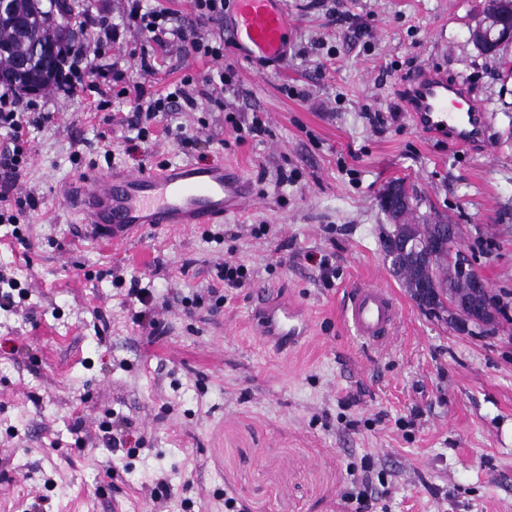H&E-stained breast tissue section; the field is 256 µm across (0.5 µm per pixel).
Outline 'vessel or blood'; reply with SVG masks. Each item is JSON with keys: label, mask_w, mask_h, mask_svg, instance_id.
Masks as SVG:
<instances>
[{"label": "vessel or blood", "mask_w": 512, "mask_h": 512, "mask_svg": "<svg viewBox=\"0 0 512 512\" xmlns=\"http://www.w3.org/2000/svg\"><path fill=\"white\" fill-rule=\"evenodd\" d=\"M224 24L244 57L277 59L287 50L289 25L280 0H231ZM407 98L419 129L450 132L465 149H490L489 114L474 103L466 82L428 70L412 78ZM258 199L237 168L221 163L89 171L63 195L65 207L81 215L88 239L114 246L138 238L149 224H219L225 215L246 213ZM344 315L358 338L382 346L398 308L388 289L360 284L350 288ZM257 325L264 342L279 350L307 336L311 327L300 305L277 298L263 301Z\"/></svg>", "instance_id": "vessel-or-blood-1"}]
</instances>
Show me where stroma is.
I'll use <instances>...</instances> for the list:
<instances>
[{"label":"stroma","mask_w":512,"mask_h":512,"mask_svg":"<svg viewBox=\"0 0 512 512\" xmlns=\"http://www.w3.org/2000/svg\"><path fill=\"white\" fill-rule=\"evenodd\" d=\"M203 38L189 0H144ZM283 60L223 62L160 49L121 0H84L120 24L106 95L39 94L17 226L0 223V512H512V46L469 41L485 0H282ZM157 55L143 75L141 55ZM220 99L204 95L222 67ZM436 69L468 80L492 115L491 151L416 129L404 81ZM198 96L144 122L125 89ZM260 117L264 134L250 133ZM195 139L192 147L184 139ZM231 161L261 201L219 224L147 226L121 248L88 240L59 197L101 171ZM404 178L416 216L460 244L505 305L493 333L466 336L420 310L382 249L380 196ZM245 265L223 288L226 259ZM390 288L385 346L342 318L355 283ZM154 296L152 314L131 286ZM222 289L223 305L213 290ZM293 300L311 336L285 355L251 332L262 292Z\"/></svg>","instance_id":"obj_1"}]
</instances>
